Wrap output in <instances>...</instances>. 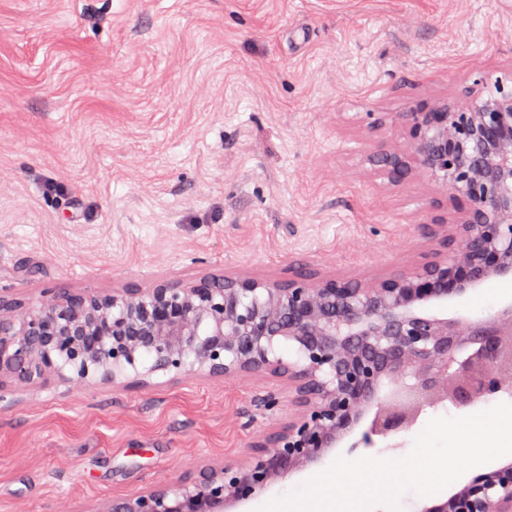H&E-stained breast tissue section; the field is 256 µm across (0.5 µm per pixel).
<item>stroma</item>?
Wrapping results in <instances>:
<instances>
[{"mask_svg": "<svg viewBox=\"0 0 512 512\" xmlns=\"http://www.w3.org/2000/svg\"><path fill=\"white\" fill-rule=\"evenodd\" d=\"M512 91V0H0V294H107L300 271L373 281L445 256L459 220L416 169L407 113ZM512 305L494 276L436 312ZM269 374L158 373L0 388V512H105L243 458L288 418ZM407 429L344 438L239 506L257 512L337 457L397 458Z\"/></svg>", "mask_w": 512, "mask_h": 512, "instance_id": "35a3bbf8", "label": "stroma"}]
</instances>
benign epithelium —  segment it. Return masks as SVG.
I'll return each instance as SVG.
<instances>
[{
    "label": "benign epithelium",
    "mask_w": 512,
    "mask_h": 512,
    "mask_svg": "<svg viewBox=\"0 0 512 512\" xmlns=\"http://www.w3.org/2000/svg\"><path fill=\"white\" fill-rule=\"evenodd\" d=\"M410 155L381 163L396 179L416 165L466 205L442 260L373 283L224 275L163 280L110 295L43 292L38 307L0 295V387L47 381L136 383L190 368L212 377L272 373L288 381V423L240 460L135 494L107 512H230L275 480L361 440L409 427L421 401L469 407L512 393V309L474 324L428 310L488 278L512 275V92L407 114ZM286 345L292 361L278 355ZM368 424H363L368 414ZM420 512H512V460L477 472Z\"/></svg>",
    "instance_id": "benign-epithelium-1"
}]
</instances>
